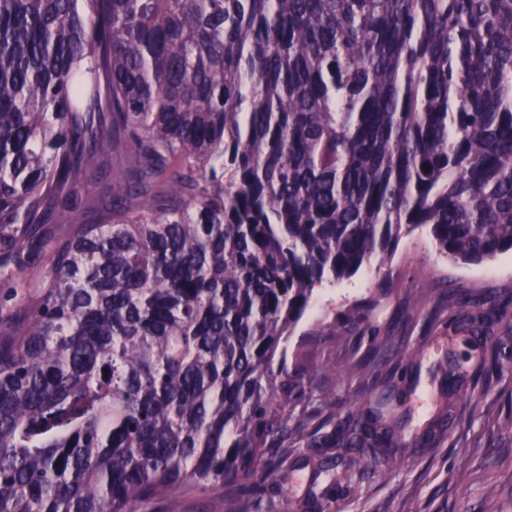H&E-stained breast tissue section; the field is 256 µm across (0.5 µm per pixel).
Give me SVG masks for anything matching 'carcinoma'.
Masks as SVG:
<instances>
[{"label":"carcinoma","mask_w":512,"mask_h":512,"mask_svg":"<svg viewBox=\"0 0 512 512\" xmlns=\"http://www.w3.org/2000/svg\"><path fill=\"white\" fill-rule=\"evenodd\" d=\"M423 228L512 251V0H0V282L48 258L0 298V512H238L314 289ZM494 316L457 325L493 365ZM336 437L406 447L360 409Z\"/></svg>","instance_id":"obj_1"}]
</instances>
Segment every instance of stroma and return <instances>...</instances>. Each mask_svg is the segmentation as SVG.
<instances>
[{"label": "stroma", "mask_w": 512, "mask_h": 512, "mask_svg": "<svg viewBox=\"0 0 512 512\" xmlns=\"http://www.w3.org/2000/svg\"><path fill=\"white\" fill-rule=\"evenodd\" d=\"M491 307L501 313L492 333L499 364L482 367L463 338H449L448 325ZM280 349L299 384L285 410L298 435L287 464L244 481L257 512H309L312 490L323 512H512V252L464 264L439 254L427 232L401 237L384 267L367 263L317 288ZM404 350L412 364L397 362ZM449 359L466 376L468 398L442 435L409 451L386 478L338 487L315 478L304 461L309 436L337 427L325 394L345 410L383 403L410 440L440 409L439 366ZM367 361V378L352 373Z\"/></svg>", "instance_id": "obj_1"}]
</instances>
